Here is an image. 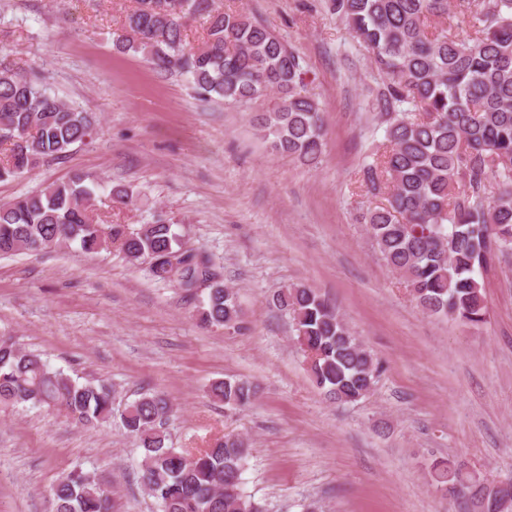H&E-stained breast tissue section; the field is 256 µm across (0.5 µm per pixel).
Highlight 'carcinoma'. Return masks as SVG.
Segmentation results:
<instances>
[{"instance_id": "1", "label": "carcinoma", "mask_w": 512, "mask_h": 512, "mask_svg": "<svg viewBox=\"0 0 512 512\" xmlns=\"http://www.w3.org/2000/svg\"><path fill=\"white\" fill-rule=\"evenodd\" d=\"M126 16L120 52L142 54L159 72L187 76L203 101L228 105L262 101L254 117L272 147L303 165L324 149L319 103L307 90L299 57L243 9L221 10L214 0H136ZM336 14L371 55L381 78L378 103L383 151L361 169L362 182L387 203L362 214L382 259L399 274L425 313L474 327L488 320L481 274L512 253V0H334ZM206 18V36L190 46L184 19ZM88 115L0 66V180L61 159L91 135ZM87 176L0 203V256L77 244L86 253L115 245L131 262L149 264L153 277L205 294L198 320L234 327L242 311L235 293L207 256L183 247L175 225L160 218L132 228L101 224L93 214ZM111 203L135 204L131 187L117 184ZM292 321L308 371L339 404L366 397L379 362L340 312L305 285L273 297ZM248 381L226 379L210 396L232 409L255 397ZM38 405L75 423L98 427L119 417L142 448L144 488L160 512H264L242 492L247 440L226 434L206 448H173L163 421L172 412L159 393H143L115 413L111 386L79 384L41 354L0 336V406ZM441 486L464 481L460 498L473 512H501L506 492L463 464L431 467ZM110 481L74 469L49 490L52 512H112Z\"/></svg>"}]
</instances>
